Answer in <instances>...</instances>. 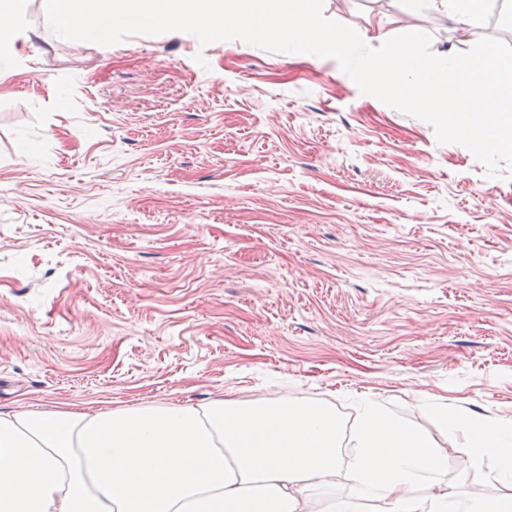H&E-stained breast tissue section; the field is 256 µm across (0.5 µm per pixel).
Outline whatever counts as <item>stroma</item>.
<instances>
[{
    "mask_svg": "<svg viewBox=\"0 0 512 512\" xmlns=\"http://www.w3.org/2000/svg\"><path fill=\"white\" fill-rule=\"evenodd\" d=\"M371 46L512 44L406 0H325ZM41 34L0 80V412L383 398L439 481L498 494L434 406L512 418V177L331 58L188 33ZM205 64H198L196 54Z\"/></svg>",
    "mask_w": 512,
    "mask_h": 512,
    "instance_id": "obj_1",
    "label": "stroma"
}]
</instances>
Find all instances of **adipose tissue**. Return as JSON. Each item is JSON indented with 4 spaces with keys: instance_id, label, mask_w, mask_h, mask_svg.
Returning <instances> with one entry per match:
<instances>
[{
    "instance_id": "obj_1",
    "label": "adipose tissue",
    "mask_w": 512,
    "mask_h": 512,
    "mask_svg": "<svg viewBox=\"0 0 512 512\" xmlns=\"http://www.w3.org/2000/svg\"><path fill=\"white\" fill-rule=\"evenodd\" d=\"M30 0H0V76L11 75L37 30ZM350 454L330 408L271 398H215L81 411L0 412V512H512V419L438 414L504 492L462 498L438 488L432 438L374 396L353 401Z\"/></svg>"
}]
</instances>
